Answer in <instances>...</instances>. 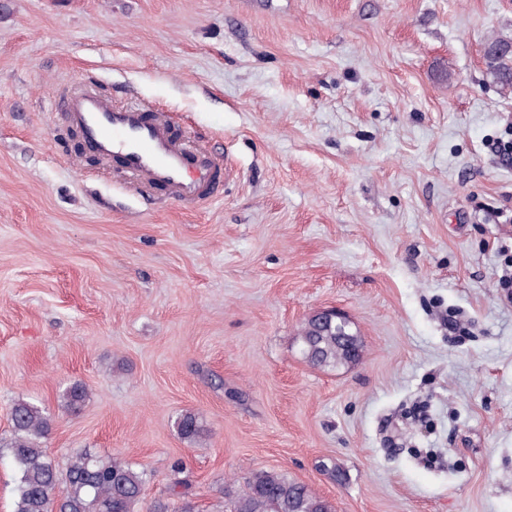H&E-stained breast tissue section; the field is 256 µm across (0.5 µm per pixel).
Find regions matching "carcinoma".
Listing matches in <instances>:
<instances>
[{
  "mask_svg": "<svg viewBox=\"0 0 512 512\" xmlns=\"http://www.w3.org/2000/svg\"><path fill=\"white\" fill-rule=\"evenodd\" d=\"M510 43L507 38H492L485 50L489 73L505 93H512V51L504 49ZM299 346L302 358L320 369L350 366L361 355V339L350 325L315 317L302 326ZM88 397L86 387L75 384L62 394V406L76 413ZM11 424L3 448L15 474L12 512H193L186 501L176 504L168 498L146 503L144 487L154 473L125 460L84 451L60 467L42 446L52 419L30 401L22 398L13 403ZM175 427L189 445L207 441L208 430L193 411L180 414ZM226 495L225 512H335L328 499L306 484L273 470L253 471L243 487Z\"/></svg>",
  "mask_w": 512,
  "mask_h": 512,
  "instance_id": "1",
  "label": "carcinoma"
}]
</instances>
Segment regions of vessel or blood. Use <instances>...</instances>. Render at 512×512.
Returning a JSON list of instances; mask_svg holds the SVG:
<instances>
[{"label": "vessel or blood", "instance_id": "vessel-or-blood-1", "mask_svg": "<svg viewBox=\"0 0 512 512\" xmlns=\"http://www.w3.org/2000/svg\"><path fill=\"white\" fill-rule=\"evenodd\" d=\"M95 152L116 159L134 176L135 188L162 185L183 201L213 198L219 189L216 160L205 148L188 150L169 123L140 108H120L86 92L62 103Z\"/></svg>", "mask_w": 512, "mask_h": 512}]
</instances>
